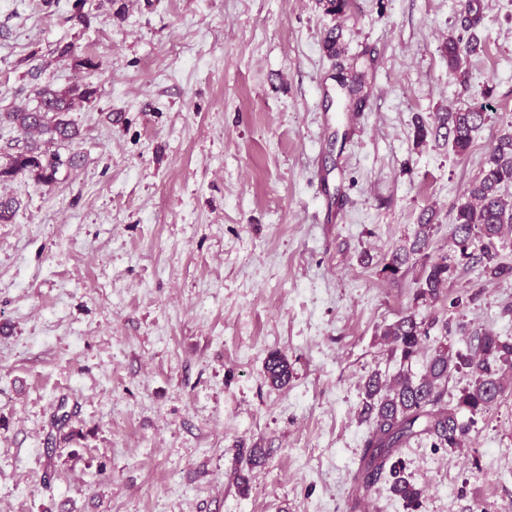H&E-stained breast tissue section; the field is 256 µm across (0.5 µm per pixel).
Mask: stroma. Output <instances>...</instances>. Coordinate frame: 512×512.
<instances>
[{"instance_id":"35a3bbf8","label":"stroma","mask_w":512,"mask_h":512,"mask_svg":"<svg viewBox=\"0 0 512 512\" xmlns=\"http://www.w3.org/2000/svg\"><path fill=\"white\" fill-rule=\"evenodd\" d=\"M464 3L0 0V114L46 86L94 90L69 114L79 138L52 147L77 167L0 182L20 203L0 224V505L405 512L351 480L363 383L400 368L378 328L427 313L418 267L382 268L428 209L430 252L448 251L466 184L512 131V0H477L473 30ZM451 35L482 43L461 78ZM478 102L468 155L417 141V122ZM451 291L467 299L447 313L453 348L512 336V278L475 265ZM253 448L269 452L255 468ZM403 459L416 512H512V390L463 447ZM265 373L273 386L286 385L290 375L287 360L278 353H271L265 361Z\"/></svg>"}]
</instances>
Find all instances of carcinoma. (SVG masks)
Returning <instances> with one entry per match:
<instances>
[{"instance_id": "obj_1", "label": "carcinoma", "mask_w": 512, "mask_h": 512, "mask_svg": "<svg viewBox=\"0 0 512 512\" xmlns=\"http://www.w3.org/2000/svg\"><path fill=\"white\" fill-rule=\"evenodd\" d=\"M475 39L467 42L449 38L446 45L448 71L460 70L463 58L477 51ZM94 91L78 87L66 91L45 88L38 105L18 109L0 116L25 137V143L11 155L8 166L0 168V177L27 174L39 183H49L58 171L59 156L47 155L28 137L37 134L49 142H70L79 130L68 119L73 100H88ZM483 104L466 111L440 112L432 128L419 122L416 138L423 141L432 133L452 145L459 156L468 154L472 134L486 121ZM512 186V134L499 136L488 149L478 177L464 190L467 201L453 216V248L435 258L427 254L432 243V218L417 225L409 249L393 251L386 259L384 271L395 277L411 256H422L417 278L415 302L427 307L430 314L418 316L409 310L396 321L380 329L381 339L391 345V352L407 364L422 350L430 351L423 374L415 376L401 371L390 378L374 373L365 381L362 414L369 423L359 466L353 474L357 487L369 494L379 480L389 476L391 492L406 507L414 509L421 490L404 475L402 448L414 438H429L434 447L458 448L475 425V417L488 411L512 387V340L494 333L477 337V345L455 352L448 349V320L439 317L440 302L460 309L463 296L447 297L449 284L459 270L471 264L482 267L491 280L512 277V264L503 261L500 247L512 234V203L505 199L504 188ZM265 373L272 385L288 383L287 360L278 353L265 361ZM464 373L470 381L454 402L447 400L448 379Z\"/></svg>"}]
</instances>
